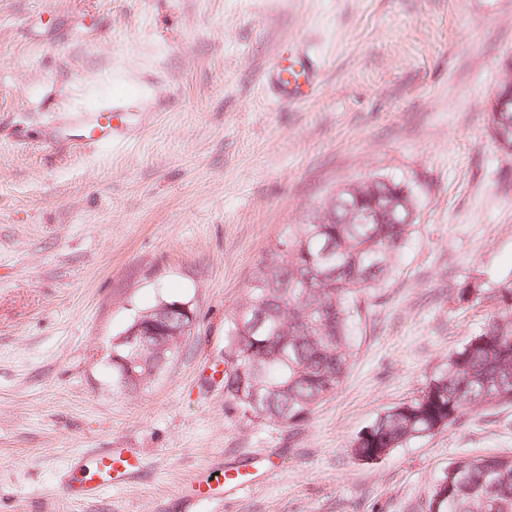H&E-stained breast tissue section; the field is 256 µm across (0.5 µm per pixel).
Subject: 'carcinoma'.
<instances>
[{"mask_svg":"<svg viewBox=\"0 0 512 512\" xmlns=\"http://www.w3.org/2000/svg\"><path fill=\"white\" fill-rule=\"evenodd\" d=\"M490 139L512 153V104L488 114ZM360 207L346 198L320 204L302 224H291L255 262L248 291L224 321V402L252 423L307 421L335 395L360 347L358 331L400 269L417 232L407 221L418 209L412 182L381 175L358 184ZM482 275L458 285V299H479ZM498 308L479 333L448 354L446 366L421 394L395 406L354 440L353 459L385 458L405 443L456 425L472 411L512 407V271L494 283ZM262 311L263 329L237 324L239 315ZM180 336H152L135 349L114 348L133 361L140 381L126 383L112 364L117 384L135 389L150 380L156 351L171 357ZM424 512H512V455L466 456L448 464L434 484Z\"/></svg>","mask_w":512,"mask_h":512,"instance_id":"obj_1","label":"carcinoma"}]
</instances>
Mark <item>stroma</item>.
Here are the masks:
<instances>
[{
	"label": "stroma",
	"instance_id": "35a3bbf8",
	"mask_svg": "<svg viewBox=\"0 0 512 512\" xmlns=\"http://www.w3.org/2000/svg\"><path fill=\"white\" fill-rule=\"evenodd\" d=\"M322 63L291 108L275 57ZM512 57V0H0V512H422L448 463L512 454V407L471 412L375 464L357 435L410 402L496 309L456 283L512 269V154L486 100ZM171 111L115 148L47 147L118 85ZM414 180L418 234L340 390L303 425L224 411L210 365L270 242L345 183ZM177 299L195 321L136 391L113 340ZM102 448L146 466L88 500L67 474ZM210 473L251 481L189 502Z\"/></svg>",
	"mask_w": 512,
	"mask_h": 512
}]
</instances>
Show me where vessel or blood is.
<instances>
[{"mask_svg": "<svg viewBox=\"0 0 512 512\" xmlns=\"http://www.w3.org/2000/svg\"><path fill=\"white\" fill-rule=\"evenodd\" d=\"M318 71L308 57L298 58L287 66L274 60L269 80L280 103L288 104L308 97L317 84ZM172 106L170 100L158 99L146 93L143 85L126 84L117 89L108 105L90 108L80 115L77 129L79 145L106 143L125 144L137 128L131 121L135 112H165ZM144 467L139 454L123 448H107L98 452L92 470L72 487L75 499H89L116 484L127 483Z\"/></svg>", "mask_w": 512, "mask_h": 512, "instance_id": "obj_1", "label": "vessel or blood"}]
</instances>
